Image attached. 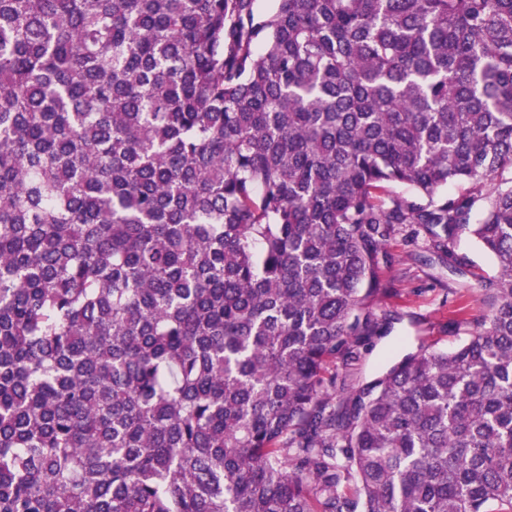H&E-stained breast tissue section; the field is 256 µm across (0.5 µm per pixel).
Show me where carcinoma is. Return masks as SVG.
I'll return each mask as SVG.
<instances>
[{"label": "carcinoma", "mask_w": 512, "mask_h": 512, "mask_svg": "<svg viewBox=\"0 0 512 512\" xmlns=\"http://www.w3.org/2000/svg\"><path fill=\"white\" fill-rule=\"evenodd\" d=\"M276 2L0 0V512H512V0ZM407 224L488 309L335 403Z\"/></svg>", "instance_id": "cac0c4a2"}]
</instances>
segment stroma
<instances>
[{
	"label": "stroma",
	"instance_id": "35a3bbf8",
	"mask_svg": "<svg viewBox=\"0 0 512 512\" xmlns=\"http://www.w3.org/2000/svg\"><path fill=\"white\" fill-rule=\"evenodd\" d=\"M387 248L397 258L387 273L394 291L377 303L374 312L380 316L391 311L396 318L389 333L363 346L360 361L345 371L351 387L373 379L389 362L417 346L448 351L460 346L487 307L483 280L498 273L492 256L466 235L453 244L467 262L461 276L439 263L418 261L419 246L406 234H397Z\"/></svg>",
	"mask_w": 512,
	"mask_h": 512
}]
</instances>
